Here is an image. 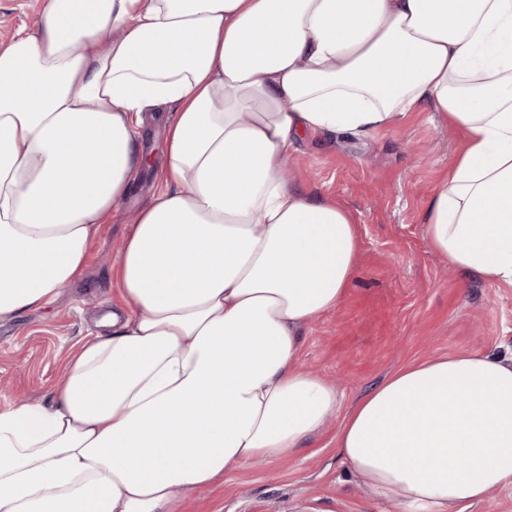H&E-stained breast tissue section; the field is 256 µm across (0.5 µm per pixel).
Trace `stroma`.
Listing matches in <instances>:
<instances>
[{"label":"stroma","mask_w":512,"mask_h":512,"mask_svg":"<svg viewBox=\"0 0 512 512\" xmlns=\"http://www.w3.org/2000/svg\"><path fill=\"white\" fill-rule=\"evenodd\" d=\"M460 136L436 113H409L363 139L320 134L297 143L294 179L354 212L361 236L356 280L336 310L310 327L303 367L335 383L342 409L402 365L429 356L512 353V286L465 277L428 247L422 216L448 174ZM154 168L100 225L83 275L51 304L0 321V408L49 403L69 359L122 301L112 276L136 210L156 192ZM338 419L295 457L244 465L186 494L177 512H404L376 496L336 450Z\"/></svg>","instance_id":"stroma-1"}]
</instances>
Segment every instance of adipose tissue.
<instances>
[{
	"instance_id": "obj_1",
	"label": "adipose tissue",
	"mask_w": 512,
	"mask_h": 512,
	"mask_svg": "<svg viewBox=\"0 0 512 512\" xmlns=\"http://www.w3.org/2000/svg\"><path fill=\"white\" fill-rule=\"evenodd\" d=\"M431 107L464 133L423 215L456 271L512 286V0H41L0 41V320L52 302L148 165L124 308L51 404L0 409V512H175L190 490L295 456L338 406L299 362L359 270L352 212L280 180L296 143ZM374 493L452 512L512 485V357L406 365L344 416Z\"/></svg>"
}]
</instances>
